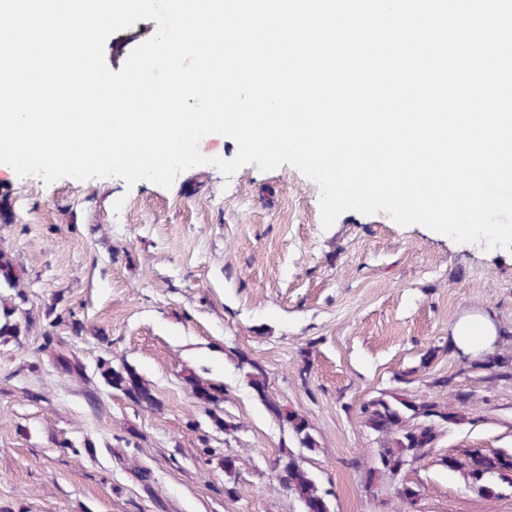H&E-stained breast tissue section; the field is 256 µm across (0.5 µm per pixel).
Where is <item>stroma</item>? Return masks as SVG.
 I'll use <instances>...</instances> for the list:
<instances>
[{
    "instance_id": "35a3bbf8",
    "label": "stroma",
    "mask_w": 512,
    "mask_h": 512,
    "mask_svg": "<svg viewBox=\"0 0 512 512\" xmlns=\"http://www.w3.org/2000/svg\"><path fill=\"white\" fill-rule=\"evenodd\" d=\"M156 28L140 20L112 34L110 70ZM199 151L208 164L168 189L0 170L10 208L0 248L23 279L21 292L0 288V300L29 324L0 336V512H302L274 479L288 429L248 387L240 353L314 426L320 446L306 465L331 512H512V486L477 491L462 466L476 451L512 452V380L489 382L452 338L470 314L512 326V253L383 212L347 211L326 229L320 187L297 168L251 164L227 177L210 161L233 158L234 140ZM64 310L82 333L50 328ZM60 355L78 370L57 367ZM103 359L136 373L153 401L113 389ZM409 369L411 382L398 383ZM194 378L222 389V402L197 398ZM446 378L472 401L402 473L418 498L402 503L383 477L367 492L374 443L362 402L382 392L441 400ZM221 418L238 431L225 434ZM450 455L459 468L444 465Z\"/></svg>"
}]
</instances>
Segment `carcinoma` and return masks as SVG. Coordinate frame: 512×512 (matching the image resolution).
Wrapping results in <instances>:
<instances>
[{
  "mask_svg": "<svg viewBox=\"0 0 512 512\" xmlns=\"http://www.w3.org/2000/svg\"><path fill=\"white\" fill-rule=\"evenodd\" d=\"M16 289L23 287L20 272L12 255L0 249V288ZM18 307L6 306L0 310V336H18L22 323L16 317ZM238 366L247 367L246 377L249 386L258 394L266 410L277 421L288 424V431L300 449L313 450L318 442L309 420L296 410H291L268 396V373L263 365L237 355ZM473 369L485 370L487 378L495 380L512 379V354L500 353L487 363H475ZM101 375L117 390H123L126 381L123 374L114 369L111 362L104 360L99 364ZM194 394L205 401H221L220 391L212 384L193 381ZM451 396L457 405L448 408V404L438 401L416 402L393 393H381L360 405V418L363 426L374 436L377 447L374 448L371 463L365 473V489L373 487V481L379 476L394 478L401 468H407L418 461L425 453L426 446L420 436H426L429 443H435L443 429L462 418V409L471 401L470 394L454 390ZM509 455L505 450L492 453L475 452L467 461L468 476L471 482L481 487L489 486L490 481L498 479L512 485V469L502 466L503 458ZM305 458L300 453L288 450L279 457L275 477L280 487L296 496L306 507L327 497L312 472L304 466Z\"/></svg>",
  "mask_w": 512,
  "mask_h": 512,
  "instance_id": "carcinoma-1",
  "label": "carcinoma"
}]
</instances>
